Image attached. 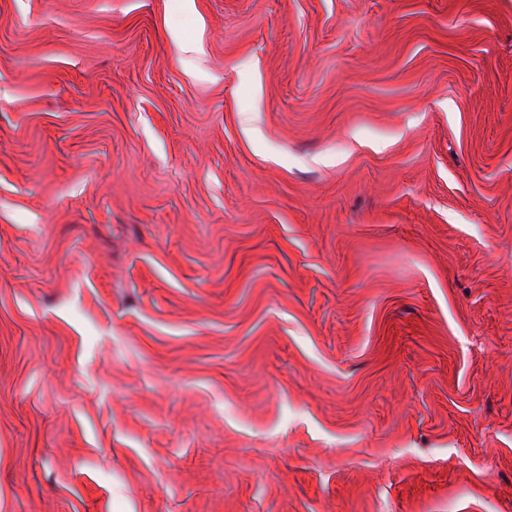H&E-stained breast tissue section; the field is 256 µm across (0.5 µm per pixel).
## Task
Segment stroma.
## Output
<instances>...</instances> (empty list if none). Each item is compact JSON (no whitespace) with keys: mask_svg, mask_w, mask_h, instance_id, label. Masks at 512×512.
I'll return each mask as SVG.
<instances>
[{"mask_svg":"<svg viewBox=\"0 0 512 512\" xmlns=\"http://www.w3.org/2000/svg\"><path fill=\"white\" fill-rule=\"evenodd\" d=\"M0 512H512V0H0Z\"/></svg>","mask_w":512,"mask_h":512,"instance_id":"stroma-1","label":"stroma"}]
</instances>
